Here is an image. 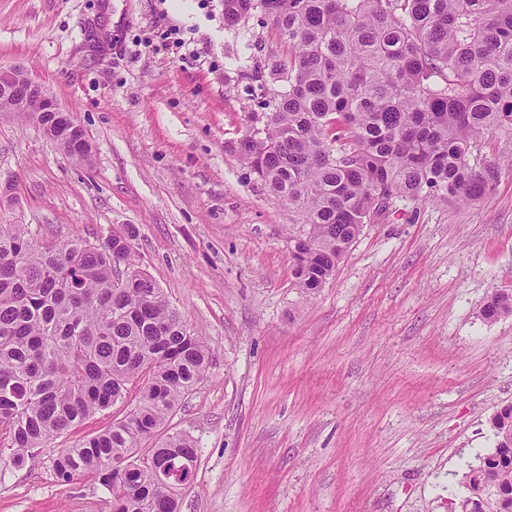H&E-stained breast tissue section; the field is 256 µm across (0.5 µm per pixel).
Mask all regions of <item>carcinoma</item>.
I'll use <instances>...</instances> for the list:
<instances>
[{
	"mask_svg": "<svg viewBox=\"0 0 512 512\" xmlns=\"http://www.w3.org/2000/svg\"><path fill=\"white\" fill-rule=\"evenodd\" d=\"M261 13L288 45L268 69L281 88L261 113L272 134H245L241 161L305 226L293 239L295 286L322 288L372 217L401 200L470 203L494 172L469 156L483 134L512 128V0H224L235 27ZM50 136L83 161L85 142ZM133 278L120 288L117 268ZM512 315V293L481 309ZM210 355L134 260L132 234L92 245L40 241L0 224V466L33 454L139 393L124 419L52 458L57 479H87L109 512H180L198 449L158 437L202 379ZM494 450L475 456L454 500L512 512V405L489 419Z\"/></svg>",
	"mask_w": 512,
	"mask_h": 512,
	"instance_id": "carcinoma-1",
	"label": "carcinoma"
}]
</instances>
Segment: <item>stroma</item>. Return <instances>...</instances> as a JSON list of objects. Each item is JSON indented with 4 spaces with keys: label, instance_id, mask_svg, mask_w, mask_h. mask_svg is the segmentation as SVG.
<instances>
[{
    "label": "stroma",
    "instance_id": "1",
    "mask_svg": "<svg viewBox=\"0 0 512 512\" xmlns=\"http://www.w3.org/2000/svg\"><path fill=\"white\" fill-rule=\"evenodd\" d=\"M0 0V70L24 67L84 129L66 155L31 117L0 112V224L89 243L133 228L135 262L205 336L203 378L162 428L198 448L181 512H448L487 421L512 404V130L478 141L498 172L474 204L396 202L335 275L294 286L300 226L230 151L287 46L224 0ZM175 28L182 45L167 40ZM136 393L0 473V512H104L105 489L60 483L58 449L124 418ZM510 315H512V293L503 292L495 293L479 313L484 322H494Z\"/></svg>",
    "mask_w": 512,
    "mask_h": 512
}]
</instances>
